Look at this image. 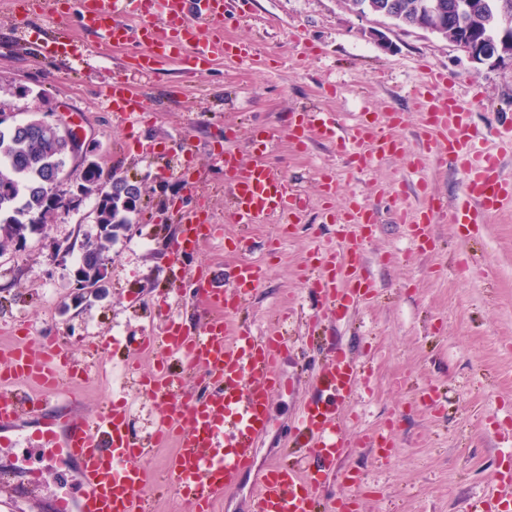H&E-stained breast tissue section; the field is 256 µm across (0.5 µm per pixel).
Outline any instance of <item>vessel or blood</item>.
Instances as JSON below:
<instances>
[{
  "mask_svg": "<svg viewBox=\"0 0 512 512\" xmlns=\"http://www.w3.org/2000/svg\"><path fill=\"white\" fill-rule=\"evenodd\" d=\"M83 3L86 28L104 32L116 47L137 43L135 59L144 79L172 61L202 69L218 57L239 63L253 57L249 45L223 34L199 36L201 22L223 13L224 0ZM426 82L431 92L417 101L421 146L414 168L422 170L431 153L448 155L457 162L464 180L461 202L450 205L433 198L413 214H401L411 239L424 250L430 245L428 228L439 217H447L452 224H478L512 201V181L503 177L497 158L481 148L483 133L473 124L470 108L444 92L443 73L427 71ZM112 103L119 110V120L128 123L142 109L144 94L133 91L128 83H116ZM397 124L396 114L388 111L360 119L344 130L335 113L304 112L290 136L302 146L309 133H316L340 145L363 170L405 150V142L394 132ZM222 163L232 214L240 226L271 219L287 224L306 208L300 189L270 161L258 157L247 162L238 151L228 149ZM325 218L336 227L337 244L318 267L312 290L331 312L344 314L367 305L371 298L363 243L366 230L379 217L353 197L339 208L328 209ZM181 222L187 229L196 228L197 234L181 235L172 243L177 263L216 232L215 225L196 211L182 214ZM236 246L244 257L235 266L228 288H213L201 270L186 271L195 300L209 313L206 323L189 332L172 320L162 331L143 336L140 343L142 350L154 352L158 365L151 375L140 378L138 387L161 404L154 437L160 443L175 442L167 474L189 512H213L216 500L234 489L240 474L254 462L258 439L268 431L273 393L288 388L279 369L288 350L284 338L273 332L258 336L247 327L228 328L227 317L250 299L259 282V269L248 256V236L238 237ZM171 357L186 360L191 370L204 371L212 391L199 396L179 394L178 381L165 370ZM331 359V367L318 378L317 395L304 405L296 426L297 432L308 436V455L315 459V468L269 466L259 478L251 512H352L356 506L354 495L334 503L322 500L335 483L350 480L349 474L337 469L350 448L341 420L362 376L361 366L342 347L332 349ZM0 360L5 363L0 369V443L4 445L10 444L11 432L26 413L21 385L45 397H68L93 373L92 366L74 361L52 336L43 339L36 353L19 340L1 347ZM35 434L48 439L60 462L79 477L78 494L53 497L47 503L48 512H152L141 494L149 476V450L133 436L126 405L114 403L91 416L62 407L44 414ZM470 512H512V474L500 475L487 495L471 503Z\"/></svg>",
  "mask_w": 512,
  "mask_h": 512,
  "instance_id": "vessel-or-blood-1",
  "label": "vessel or blood"
}]
</instances>
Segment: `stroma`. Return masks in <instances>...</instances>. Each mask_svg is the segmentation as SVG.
<instances>
[{"label":"stroma","mask_w":512,"mask_h":512,"mask_svg":"<svg viewBox=\"0 0 512 512\" xmlns=\"http://www.w3.org/2000/svg\"><path fill=\"white\" fill-rule=\"evenodd\" d=\"M375 30L389 49L372 38ZM217 31L251 44L258 63L219 59L200 73L163 65L149 79L144 112L125 126L114 123L107 95L113 82L139 78L125 51L84 29L81 0H67L59 15L42 12L36 0H0V104L18 121L40 99L59 106L97 142L102 167L118 168L143 189L130 230L108 252L102 294L79 306L70 304L75 257L55 249L96 241L94 198L59 213L24 250L0 257V345L20 334L35 347L47 334L59 337L80 362L89 342L101 338L131 352L145 328L162 325L169 302L184 328L201 327L170 259L169 245L182 231L171 217L195 208L222 225L223 240L202 242L185 263L224 287L240 256L218 158L233 148L252 160L249 136L262 131L278 143L270 161L304 190L308 206L296 224L253 228L251 256L265 270L237 318L287 336L281 370L288 388L271 399L270 426L257 443L254 468L241 474L215 512H249L261 472L272 459H287L298 408L327 363L328 343L337 339L368 375L343 426L353 446L341 467L362 488L360 512H468L472 498L512 469V203L474 234L459 224H432L426 253L412 245L394 213L415 210L430 194L447 202L462 194L463 175L452 158L429 160L423 177L414 173L416 101L427 91L423 66L446 73L448 94L471 104L476 126L502 130L512 125V67L471 64L434 34L357 17L342 0H226L223 16L201 28L206 36ZM63 32L74 36L76 56H42L44 42ZM388 108L399 113L397 133L409 149L364 172L352 170L336 144L314 136L300 147L288 136L297 113L321 109L349 126L361 113ZM325 168L336 173V204L355 195L381 219L364 242L373 302L344 315L319 314L306 282L314 267L310 251L336 242L335 225L321 219L319 173ZM427 389L433 399L425 405L419 396ZM73 394L87 413L126 396L133 433L144 440L153 431L159 407L137 395L133 380L120 382L110 373ZM388 423L394 426L391 455L373 462L357 440ZM174 451L168 444L151 452L144 492L156 512H189L180 496L162 489ZM14 454L17 466L39 470L42 478L19 501L0 480V502H12L13 512H47V498L76 493L70 472L48 449L23 438Z\"/></svg>","instance_id":"1"}]
</instances>
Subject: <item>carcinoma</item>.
I'll return each mask as SVG.
<instances>
[{
  "instance_id": "carcinoma-1",
  "label": "carcinoma",
  "mask_w": 512,
  "mask_h": 512,
  "mask_svg": "<svg viewBox=\"0 0 512 512\" xmlns=\"http://www.w3.org/2000/svg\"><path fill=\"white\" fill-rule=\"evenodd\" d=\"M369 1L382 10L394 9L404 27L416 23L435 26L439 21V15L430 9V0H344V5L352 11ZM439 2L451 21L448 37L470 28L490 36V50L501 48L496 32L502 0ZM72 159L69 141L53 134L39 116L7 125L0 121V255L9 247L25 248L27 236L52 220L62 197L48 188ZM141 196L139 184L114 172L102 184L95 208L102 232L96 241L80 245L79 265L87 277L106 278L99 269L98 255L108 251L124 230L129 223L127 214L136 211Z\"/></svg>"
}]
</instances>
